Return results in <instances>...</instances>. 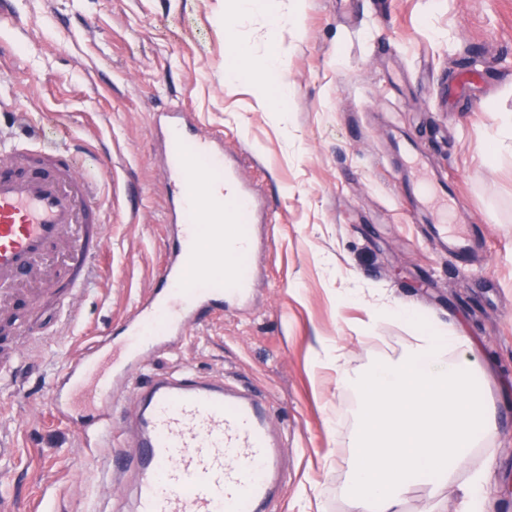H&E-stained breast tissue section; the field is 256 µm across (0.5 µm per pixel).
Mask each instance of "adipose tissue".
Returning <instances> with one entry per match:
<instances>
[{
    "mask_svg": "<svg viewBox=\"0 0 512 512\" xmlns=\"http://www.w3.org/2000/svg\"><path fill=\"white\" fill-rule=\"evenodd\" d=\"M284 65V56L254 55L235 39L224 76L263 80ZM402 316L415 324L416 334L401 358L365 373H340L341 383L356 391L362 413L351 462L352 512H405L406 496L418 483L435 492L456 485L473 449L497 428L466 337L389 305L370 314L375 322Z\"/></svg>",
    "mask_w": 512,
    "mask_h": 512,
    "instance_id": "obj_1",
    "label": "adipose tissue"
}]
</instances>
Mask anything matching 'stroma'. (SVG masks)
Here are the masks:
<instances>
[{"instance_id": "35a3bbf8", "label": "stroma", "mask_w": 512, "mask_h": 512, "mask_svg": "<svg viewBox=\"0 0 512 512\" xmlns=\"http://www.w3.org/2000/svg\"><path fill=\"white\" fill-rule=\"evenodd\" d=\"M296 22L271 29L241 18L255 53L279 47L287 117L267 87L226 82L219 15L231 0H0L12 17L0 43V130L21 114L68 135L102 164L116 196L90 295L71 324L58 300L20 310L42 327L0 339L19 351L0 383V495L35 512H130L131 485L103 501L107 449L79 433L90 410L56 416L59 367L78 351L123 346L125 323L168 257L169 206L154 115L180 107L219 141L266 207L252 226L265 245L248 303L206 311L185 336L148 355L147 376L190 370L259 394L283 448L285 486L267 512H350L357 396L341 369L400 357L413 327L362 325L391 303L468 338L488 377L499 428L467 471L490 469V512H512V0H278ZM479 80L464 100L450 86L469 62ZM413 140L425 170L448 183V225L472 229L465 263L418 222L395 134Z\"/></svg>"}]
</instances>
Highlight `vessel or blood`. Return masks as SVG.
Masks as SVG:
<instances>
[{"label":"vessel or blood","instance_id":"obj_1","mask_svg":"<svg viewBox=\"0 0 512 512\" xmlns=\"http://www.w3.org/2000/svg\"><path fill=\"white\" fill-rule=\"evenodd\" d=\"M165 136V177L173 196L168 260L158 281L127 322L120 351L77 353L62 367L66 392L57 413L69 411L75 392L94 397L97 438H111L123 392L119 364H132L167 339L187 332L201 313L224 301L244 303L254 280L238 268L255 243L237 233L235 265L216 275L199 257V231L210 226V247L224 253V224L215 201H226L236 221L260 202L216 141L195 134L189 115L173 107L158 113ZM101 174L76 149H60L43 133L0 136V308H7L23 279L64 277L76 295L94 285L104 252L106 209ZM416 193L431 203L434 223L448 221L443 184L416 173ZM122 469L133 473L132 512H261L278 493L280 443L259 398L177 372L153 376L135 389V410L124 416Z\"/></svg>","mask_w":512,"mask_h":512}]
</instances>
